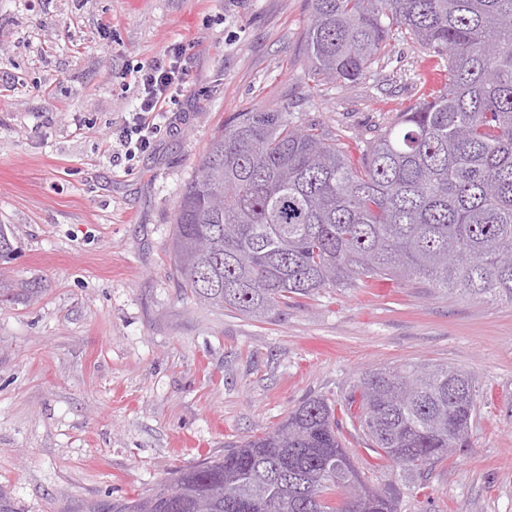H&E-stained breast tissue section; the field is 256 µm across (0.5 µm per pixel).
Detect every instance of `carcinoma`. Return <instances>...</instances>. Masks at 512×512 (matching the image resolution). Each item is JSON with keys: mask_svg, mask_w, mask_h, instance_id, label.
Here are the masks:
<instances>
[{"mask_svg": "<svg viewBox=\"0 0 512 512\" xmlns=\"http://www.w3.org/2000/svg\"><path fill=\"white\" fill-rule=\"evenodd\" d=\"M315 82L353 84L396 38L444 60L439 89L353 160L288 106L235 112L174 212L170 251L202 304L265 320L288 300L378 279L512 304V0H307ZM471 373L406 363L310 397L273 429L175 471L112 512H398L344 448L336 411L412 487L468 446Z\"/></svg>", "mask_w": 512, "mask_h": 512, "instance_id": "carcinoma-1", "label": "carcinoma"}]
</instances>
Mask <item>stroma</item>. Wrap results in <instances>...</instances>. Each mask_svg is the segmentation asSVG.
<instances>
[{
    "mask_svg": "<svg viewBox=\"0 0 512 512\" xmlns=\"http://www.w3.org/2000/svg\"><path fill=\"white\" fill-rule=\"evenodd\" d=\"M306 0H0V497L13 512H93L146 495L360 372L470 371L469 448L425 492L352 430L345 445L400 512H512V304L376 280L257 322L184 295L168 246L179 196L236 112L287 105L342 130L352 157L412 104V42L352 85L313 87ZM183 45L188 92L132 161L106 139L137 104L130 73ZM39 289L26 301V289Z\"/></svg>",
    "mask_w": 512,
    "mask_h": 512,
    "instance_id": "1",
    "label": "stroma"
}]
</instances>
